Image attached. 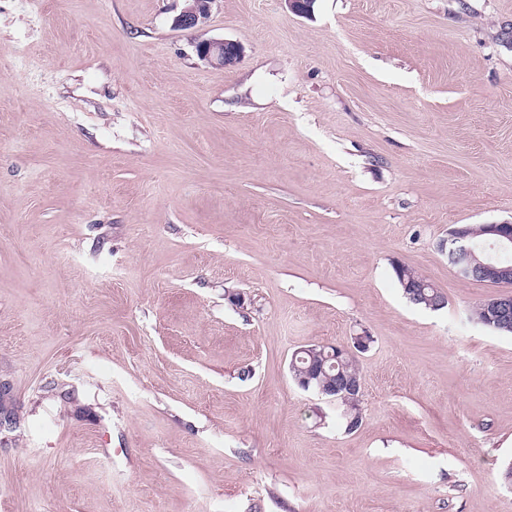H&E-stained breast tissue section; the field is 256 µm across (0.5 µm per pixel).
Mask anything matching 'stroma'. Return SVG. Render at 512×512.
<instances>
[{"label":"stroma","mask_w":512,"mask_h":512,"mask_svg":"<svg viewBox=\"0 0 512 512\" xmlns=\"http://www.w3.org/2000/svg\"><path fill=\"white\" fill-rule=\"evenodd\" d=\"M184 6L0 0V512H512L446 247L512 221V0ZM361 332L349 432L289 361ZM198 58L211 65L231 66L240 57V43L224 39H204L196 43ZM409 273L414 277L413 280H409ZM396 275L405 298L411 304L433 311L446 308V296L438 288H435L429 281L420 276L414 269L401 266L396 269ZM408 282L409 286H421L423 283L428 284V286L425 288H406L405 283Z\"/></svg>","instance_id":"1"}]
</instances>
